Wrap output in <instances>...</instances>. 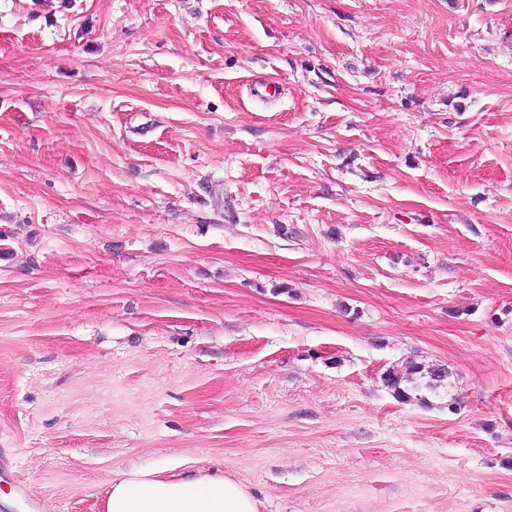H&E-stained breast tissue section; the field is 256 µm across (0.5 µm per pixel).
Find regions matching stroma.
Returning <instances> with one entry per match:
<instances>
[{
	"mask_svg": "<svg viewBox=\"0 0 512 512\" xmlns=\"http://www.w3.org/2000/svg\"><path fill=\"white\" fill-rule=\"evenodd\" d=\"M158 462L512 512V0H0V512ZM381 379L384 386L400 401L424 405L428 403L424 391L434 393L443 388L445 380L448 379V368L443 364H433L427 368L411 364L406 367L405 372L395 368L388 369ZM414 379L419 380L414 387L405 385V382Z\"/></svg>",
	"mask_w": 512,
	"mask_h": 512,
	"instance_id": "1",
	"label": "stroma"
}]
</instances>
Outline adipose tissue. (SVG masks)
I'll return each mask as SVG.
<instances>
[{
    "instance_id": "obj_1",
    "label": "adipose tissue",
    "mask_w": 512,
    "mask_h": 512,
    "mask_svg": "<svg viewBox=\"0 0 512 512\" xmlns=\"http://www.w3.org/2000/svg\"><path fill=\"white\" fill-rule=\"evenodd\" d=\"M104 512H257L253 497L232 478L201 472L168 475L162 465L131 470L106 491Z\"/></svg>"
}]
</instances>
